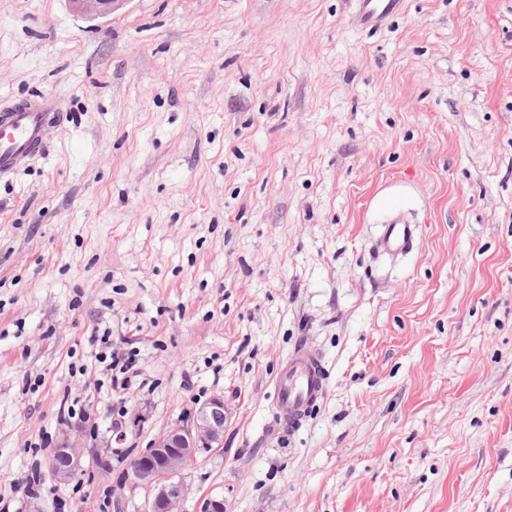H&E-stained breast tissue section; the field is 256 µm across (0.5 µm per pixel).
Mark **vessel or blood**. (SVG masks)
<instances>
[{
  "label": "vessel or blood",
  "instance_id": "vessel-or-blood-1",
  "mask_svg": "<svg viewBox=\"0 0 512 512\" xmlns=\"http://www.w3.org/2000/svg\"><path fill=\"white\" fill-rule=\"evenodd\" d=\"M356 26L366 30L383 28L400 14L406 0H355ZM64 121L61 103L53 97L37 95L20 107L0 114V178L14 174L41 154L52 129ZM419 227L404 214H396L382 224L373 241L376 256L389 259L410 254ZM277 406L289 428H298L326 394L325 367L319 353L301 343L283 360L274 380Z\"/></svg>",
  "mask_w": 512,
  "mask_h": 512
}]
</instances>
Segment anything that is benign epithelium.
I'll use <instances>...</instances> for the list:
<instances>
[{
    "mask_svg": "<svg viewBox=\"0 0 512 512\" xmlns=\"http://www.w3.org/2000/svg\"><path fill=\"white\" fill-rule=\"evenodd\" d=\"M80 13L99 17L120 9L128 0H70ZM227 412L224 398L216 396L202 404L192 419L176 424L158 437L146 452L137 456L126 482L147 493L144 512H179L187 487L181 471L201 448H210L224 438ZM48 467L61 481L80 470V451L66 439L48 457Z\"/></svg>",
    "mask_w": 512,
    "mask_h": 512,
    "instance_id": "1",
    "label": "benign epithelium"
}]
</instances>
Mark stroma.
Wrapping results in <instances>:
<instances>
[{
  "label": "stroma",
  "mask_w": 512,
  "mask_h": 512,
  "mask_svg": "<svg viewBox=\"0 0 512 512\" xmlns=\"http://www.w3.org/2000/svg\"><path fill=\"white\" fill-rule=\"evenodd\" d=\"M354 10L0 0V105L66 112L0 178L1 503L140 512L131 461L220 396L180 512H512V0ZM395 205L419 237L379 262ZM299 341L327 395L293 432ZM80 13L99 17L120 9L128 0H70ZM355 3L354 24L362 29L378 30L404 10L406 0H355ZM277 406L288 428H299L326 395L325 367L319 353L300 343L283 360L274 380ZM76 443L66 439L48 457V467L60 481L72 479L80 470V451Z\"/></svg>",
  "instance_id": "stroma-1"
}]
</instances>
